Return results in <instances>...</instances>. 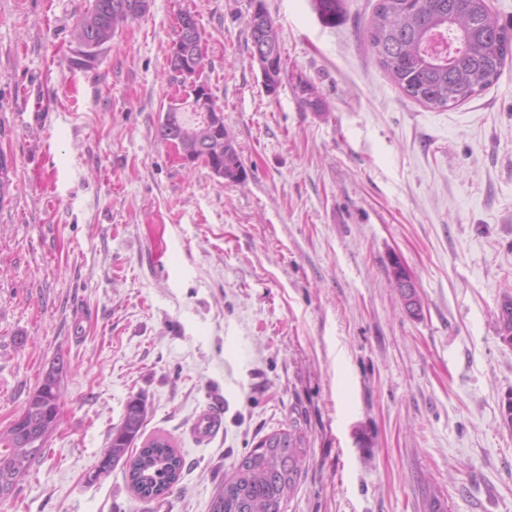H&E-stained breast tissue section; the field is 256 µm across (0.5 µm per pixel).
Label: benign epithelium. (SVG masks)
<instances>
[{
  "label": "benign epithelium",
  "instance_id": "benign-epithelium-1",
  "mask_svg": "<svg viewBox=\"0 0 512 512\" xmlns=\"http://www.w3.org/2000/svg\"><path fill=\"white\" fill-rule=\"evenodd\" d=\"M203 53L204 46L197 35L195 16L184 11L170 50V59L179 65L176 73L184 88V92L171 98L166 107L170 122L175 126L184 125L181 121L184 112L193 113L203 128L222 121L221 111L213 105L205 84L200 80V67L194 65Z\"/></svg>",
  "mask_w": 512,
  "mask_h": 512
}]
</instances>
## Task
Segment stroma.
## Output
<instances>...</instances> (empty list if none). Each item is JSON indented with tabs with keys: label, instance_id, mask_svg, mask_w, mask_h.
<instances>
[{
	"label": "stroma",
	"instance_id": "stroma-1",
	"mask_svg": "<svg viewBox=\"0 0 512 512\" xmlns=\"http://www.w3.org/2000/svg\"><path fill=\"white\" fill-rule=\"evenodd\" d=\"M377 0H152L93 69L70 67L87 0H0V431L53 362L45 457L0 512H209L257 441L299 432L285 512H512V62L445 110L372 56ZM273 19L285 73L267 95L248 20ZM204 34L201 79L245 178L160 142L177 15ZM310 80L326 109H304ZM400 263L422 302L410 316ZM142 396L145 436L184 459L160 502L124 465L90 480ZM222 413L205 443L191 426ZM403 273H404V269L398 263H395L394 267H393V272H392L394 285L396 288H398V290L402 296V299L404 301H405L406 294H405L403 288H405V291L407 293V298L409 299L408 301L415 300L416 299V286L412 280H405L403 283ZM402 284L404 285L403 288H402ZM404 305H405L406 310L410 314L415 315V316L420 313L421 307H422L420 298L415 300V302H413L412 304H405V302H404ZM497 330L502 342L512 346V297L503 300L497 313Z\"/></svg>",
	"mask_w": 512,
	"mask_h": 512
}]
</instances>
